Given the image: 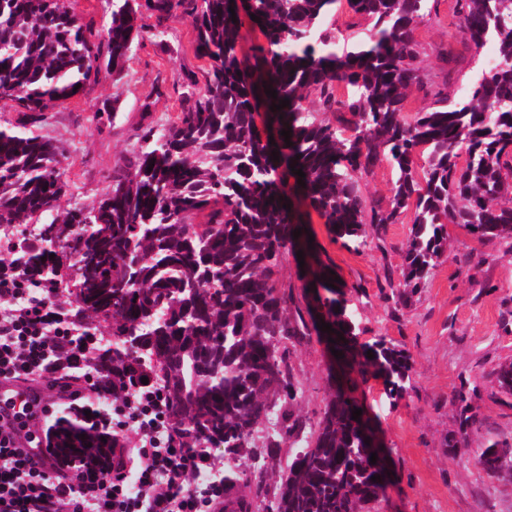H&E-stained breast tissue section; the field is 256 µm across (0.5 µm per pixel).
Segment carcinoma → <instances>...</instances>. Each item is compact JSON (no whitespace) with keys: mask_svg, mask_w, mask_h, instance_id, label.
I'll use <instances>...</instances> for the list:
<instances>
[{"mask_svg":"<svg viewBox=\"0 0 512 512\" xmlns=\"http://www.w3.org/2000/svg\"><path fill=\"white\" fill-rule=\"evenodd\" d=\"M344 1L368 27L347 25L351 44L338 53ZM444 1L465 46L495 45L494 61L462 102L422 66L416 36ZM182 3L112 0L106 35L95 43L61 0H0V104L26 116L19 127L0 125V226L41 225L37 244L17 258L44 283L73 288L85 324L112 328L113 381L160 384L183 446L224 449V512H253L252 488L266 483L268 465L281 464L287 442L294 453L264 512H373L385 486L373 480L374 448L365 443L376 426L365 412L352 419L363 408L357 380H382L396 402L412 364L383 338L352 345L356 307L289 203L300 191L356 252L370 246L366 225L394 224L412 211L402 282L391 293L398 304L441 263L448 225L512 240V0H249L264 43L248 52L242 18L229 11L236 2L200 0L194 31L205 83L188 86L175 118L143 129L96 206L61 208L63 153L34 127L101 74L122 79L145 32L137 20L155 17L150 33L161 38ZM414 88L433 106L411 115ZM284 99L288 106L270 109ZM343 113L355 121L328 118ZM262 125L277 138L264 137ZM380 159L395 172L385 207L360 184ZM299 169L305 185L290 184ZM296 249L311 290L307 314L316 326L331 325L317 335L342 352V377L315 420L297 405L288 364L290 345L311 335L303 315L290 319L279 281ZM495 378L498 393L512 397V361ZM477 390H458V433L445 439L467 462L466 433L478 422L468 399ZM258 438L263 465L248 472L240 461L256 455ZM51 444L83 470L100 464L109 441L65 414ZM476 463L511 476L512 444L494 442Z\"/></svg>","mask_w":512,"mask_h":512,"instance_id":"1","label":"carcinoma"}]
</instances>
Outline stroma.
I'll return each mask as SVG.
<instances>
[{
    "label": "stroma",
    "instance_id": "1",
    "mask_svg": "<svg viewBox=\"0 0 512 512\" xmlns=\"http://www.w3.org/2000/svg\"><path fill=\"white\" fill-rule=\"evenodd\" d=\"M417 37L424 65L432 75L451 73L450 99L465 98L477 70L495 53L448 38L443 19L423 22ZM451 45L454 64L434 53ZM206 63L196 51L192 15L167 22L163 40L144 37L132 50L121 81L103 77L87 83L73 99L47 114L44 136L63 151L66 202L96 205L113 168L138 146L150 122L175 116L188 83H204ZM150 111H143L144 100ZM321 261L347 287L358 308L363 343L391 340L413 365L405 398L391 401L381 380L359 383L356 394L391 453L389 490L380 512H512V482L489 476L476 463H463L444 440L458 429L459 404L453 398L462 381H475L471 404L481 424L470 431L472 451L512 438V398L497 392L494 371L512 361V243H483L461 226L448 227V249L427 284L407 304H394L389 280H400L411 214L383 225L377 245L355 252L329 232L310 208L302 210ZM332 357L311 335L296 341L289 364L300 384L299 406L317 417L326 396Z\"/></svg>",
    "mask_w": 512,
    "mask_h": 512
}]
</instances>
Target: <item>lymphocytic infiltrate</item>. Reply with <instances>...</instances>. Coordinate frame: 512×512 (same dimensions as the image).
Instances as JSON below:
<instances>
[{
    "mask_svg": "<svg viewBox=\"0 0 512 512\" xmlns=\"http://www.w3.org/2000/svg\"><path fill=\"white\" fill-rule=\"evenodd\" d=\"M38 288L31 270L0 265V382L36 380L111 437L103 468L83 472L47 447L36 431L50 406L20 401L0 415V512H224L221 461L186 448L169 425L156 384L112 391L95 364L102 339ZM105 410L90 409V401ZM41 451L40 459L29 449Z\"/></svg>",
    "mask_w": 512,
    "mask_h": 512,
    "instance_id": "f902f5d3",
    "label": "lymphocytic infiltrate"
}]
</instances>
